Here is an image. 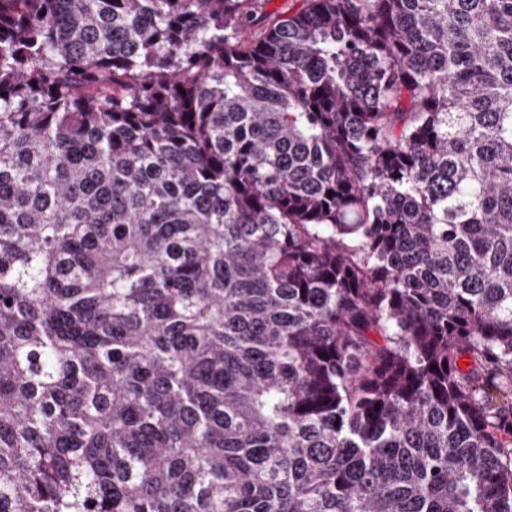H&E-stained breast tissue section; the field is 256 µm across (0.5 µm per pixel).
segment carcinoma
I'll return each instance as SVG.
<instances>
[{
  "instance_id": "obj_1",
  "label": "carcinoma",
  "mask_w": 512,
  "mask_h": 512,
  "mask_svg": "<svg viewBox=\"0 0 512 512\" xmlns=\"http://www.w3.org/2000/svg\"><path fill=\"white\" fill-rule=\"evenodd\" d=\"M258 2L0 0V512H512V0Z\"/></svg>"
}]
</instances>
